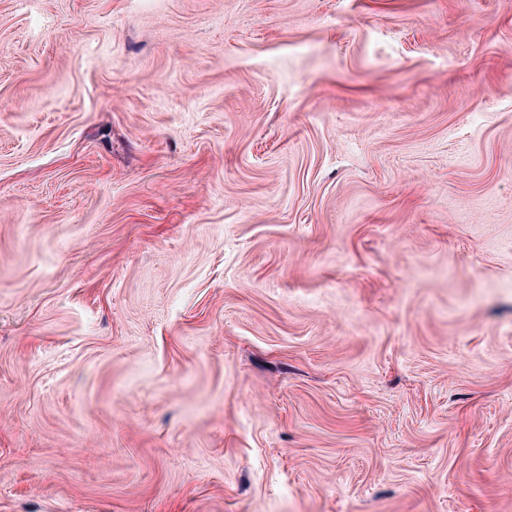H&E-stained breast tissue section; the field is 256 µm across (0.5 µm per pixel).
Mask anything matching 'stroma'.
Returning <instances> with one entry per match:
<instances>
[{
    "label": "stroma",
    "mask_w": 512,
    "mask_h": 512,
    "mask_svg": "<svg viewBox=\"0 0 512 512\" xmlns=\"http://www.w3.org/2000/svg\"><path fill=\"white\" fill-rule=\"evenodd\" d=\"M0 512H512V0H0Z\"/></svg>",
    "instance_id": "obj_1"
}]
</instances>
